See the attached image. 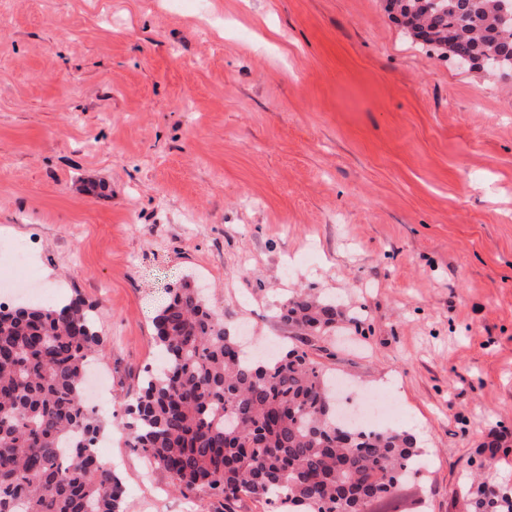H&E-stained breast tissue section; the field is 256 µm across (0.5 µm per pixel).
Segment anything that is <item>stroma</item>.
<instances>
[{
	"label": "stroma",
	"instance_id": "stroma-1",
	"mask_svg": "<svg viewBox=\"0 0 512 512\" xmlns=\"http://www.w3.org/2000/svg\"><path fill=\"white\" fill-rule=\"evenodd\" d=\"M3 238L97 308L127 512L189 509L114 435L186 281L255 349L293 292L336 300L310 357L422 454L392 512H463L501 431L512 490V92L385 0H0Z\"/></svg>",
	"mask_w": 512,
	"mask_h": 512
}]
</instances>
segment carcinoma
<instances>
[{
    "instance_id": "obj_1",
    "label": "carcinoma",
    "mask_w": 512,
    "mask_h": 512,
    "mask_svg": "<svg viewBox=\"0 0 512 512\" xmlns=\"http://www.w3.org/2000/svg\"><path fill=\"white\" fill-rule=\"evenodd\" d=\"M500 0H386L413 41L472 69L512 72V22ZM153 320L163 357L148 367L129 444L187 499L212 497L224 512L246 498L277 512H369L413 474L414 438L364 432L333 402V378L307 352H246L201 292L173 288ZM338 306L302 290L279 320L310 342L336 328ZM94 306L75 297L49 305H0V512H124L121 478L98 453L101 424L83 403L85 370L101 360ZM492 451L466 512H512V493L489 489Z\"/></svg>"
}]
</instances>
